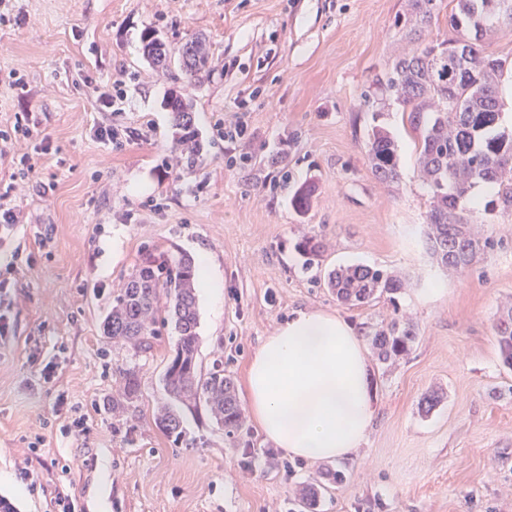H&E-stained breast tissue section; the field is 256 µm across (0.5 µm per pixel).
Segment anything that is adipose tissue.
<instances>
[{
  "instance_id": "1",
  "label": "adipose tissue",
  "mask_w": 512,
  "mask_h": 512,
  "mask_svg": "<svg viewBox=\"0 0 512 512\" xmlns=\"http://www.w3.org/2000/svg\"><path fill=\"white\" fill-rule=\"evenodd\" d=\"M244 387L252 420L294 458L346 460L374 421L365 344L335 314L303 310L279 324L250 359Z\"/></svg>"
}]
</instances>
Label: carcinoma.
Instances as JSON below:
<instances>
[{"mask_svg":"<svg viewBox=\"0 0 512 512\" xmlns=\"http://www.w3.org/2000/svg\"><path fill=\"white\" fill-rule=\"evenodd\" d=\"M409 2L404 26L413 35L414 47L376 76L375 85L408 113L417 134V171L430 193L427 236L431 254L441 266L462 273L489 246L475 224L498 210L512 212V131L502 127L506 61L482 49V42L502 28L512 30V0H456L449 25L457 36L427 43L421 35L438 19L442 0ZM143 54L159 66L168 65L172 56L153 30L144 35ZM209 55V44L200 36L189 38L178 49L187 82L199 79ZM166 106L172 114L175 148L192 166L201 152L191 104L184 94L173 93ZM363 149L377 179L400 181L396 145L387 131L373 127ZM481 184L493 187L495 198L480 210L472 191ZM313 193L312 186H303L293 196V206L309 210ZM297 249L305 265L312 266L321 260L324 243L317 234L306 235ZM197 272L195 260L186 254L175 258L148 253L128 275L123 293L101 324L103 335L144 351L151 348L160 329L174 326L177 341L162 378L167 400L157 410L155 426L176 441L183 434L184 408L204 406L229 437L245 426L234 378L217 367L204 375L198 367ZM327 287L337 302L355 306L397 294L405 288V281L381 269L353 265L331 270ZM496 335L503 363L512 367V307L499 317ZM367 340L379 362L393 365L409 355L416 333L411 324L395 319ZM122 379L123 390L112 399L115 410L129 408L139 399L136 371L123 370ZM443 399V392L428 390L419 402V412L430 414ZM322 490L321 485H305L300 490L303 506L316 508Z\"/></svg>","mask_w":512,"mask_h":512,"instance_id":"1","label":"carcinoma"}]
</instances>
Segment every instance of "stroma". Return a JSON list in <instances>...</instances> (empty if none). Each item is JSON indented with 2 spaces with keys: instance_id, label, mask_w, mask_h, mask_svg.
<instances>
[{
  "instance_id": "1",
  "label": "stroma",
  "mask_w": 512,
  "mask_h": 512,
  "mask_svg": "<svg viewBox=\"0 0 512 512\" xmlns=\"http://www.w3.org/2000/svg\"><path fill=\"white\" fill-rule=\"evenodd\" d=\"M406 0H14L16 25L0 26V127L29 111L33 171L18 187L19 224L6 230L0 267L15 263L4 305L15 336L0 341V497L16 512H52L59 490L78 512H302L292 491L320 482L318 512H512V368L495 339L512 302V214L481 225L490 241L465 273L427 249L429 195L415 172L414 134L374 84L410 47ZM171 47L193 34L212 50L207 73L185 86L178 61L152 65L142 36ZM19 75L25 90L11 89ZM123 81L121 112L99 111L94 87ZM193 102L202 145L179 159L171 90ZM245 116L251 136L220 140L217 119ZM398 145L401 182L382 184L362 150L373 123ZM133 131L123 150L93 129ZM49 146H42V138ZM244 164L229 165L232 157ZM306 183L308 211L292 205ZM325 243L305 267L296 245ZM209 255L211 287L198 288L203 370L222 361L243 381L266 336L300 310L344 318L361 334L402 317L417 339L395 367L373 366L378 403L361 450L337 463L288 457L254 423L235 437L205 409L185 412L183 441L154 423L177 336L164 331L135 352L100 325L144 250ZM363 264L406 276L410 288L345 306L328 271ZM57 356V380L33 358ZM138 373L135 409L112 413L121 372ZM446 399L429 416L432 386ZM83 404L87 432L62 435L58 395ZM43 438L40 486L17 467ZM342 472L341 482L325 477Z\"/></svg>"
}]
</instances>
